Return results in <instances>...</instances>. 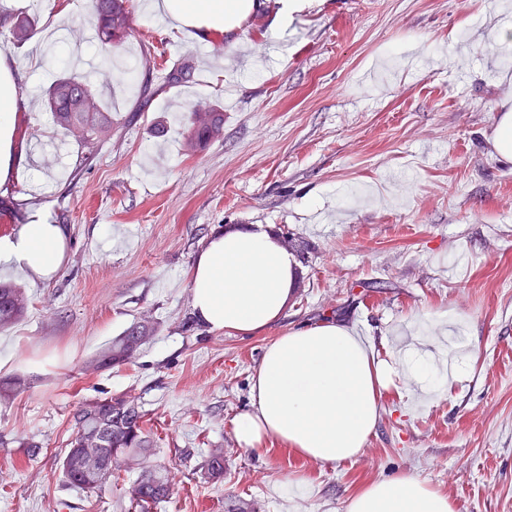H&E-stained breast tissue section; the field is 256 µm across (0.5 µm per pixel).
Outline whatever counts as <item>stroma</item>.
Segmentation results:
<instances>
[{"label": "stroma", "mask_w": 512, "mask_h": 512, "mask_svg": "<svg viewBox=\"0 0 512 512\" xmlns=\"http://www.w3.org/2000/svg\"><path fill=\"white\" fill-rule=\"evenodd\" d=\"M134 0L133 33L104 53L92 0H0L39 17L21 44L0 29V53L24 69L0 189L23 211L0 210V237L52 221L67 237L51 279L0 271L27 310L0 331V512H136L138 469L105 488L63 483L60 459L83 403L135 398L173 493L152 512H346L369 482L410 471L456 512H512V163L493 137L512 98V61L495 32L512 0H302L273 38L277 0L236 36L164 29ZM85 49L39 44L56 5ZM206 53L195 56L198 44ZM159 66L195 56L192 83L140 107L141 49ZM108 71L112 136L80 163L43 94L63 71ZM224 114V135L190 151L186 113ZM262 225L295 257L284 317L256 336H227L191 317L190 272L217 233ZM336 319L368 336L377 359L433 352L434 381L396 377L366 453L323 465L271 444L238 448L231 418L248 410L250 376L288 329ZM136 322L151 338L125 363H88ZM39 442L26 458L19 441ZM224 476L204 482L210 449Z\"/></svg>", "instance_id": "35a3bbf8"}]
</instances>
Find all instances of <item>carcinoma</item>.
I'll use <instances>...</instances> for the list:
<instances>
[{
	"label": "carcinoma",
	"mask_w": 512,
	"mask_h": 512,
	"mask_svg": "<svg viewBox=\"0 0 512 512\" xmlns=\"http://www.w3.org/2000/svg\"><path fill=\"white\" fill-rule=\"evenodd\" d=\"M132 0H93L97 38L104 48H115L132 33ZM37 16L26 11L3 13L0 26L9 28L13 40L22 43L37 29ZM192 67L180 62L167 69L164 86L187 82ZM46 106L53 125L65 132H75L88 151L112 134V109L102 102L99 88L85 77L64 72L45 93ZM188 137L195 147L207 143L224 131V113L189 111ZM26 310L23 289L0 283V330L19 321ZM152 328L135 323L92 360L98 368L126 361L132 348L145 344ZM153 448L152 437L145 428V414L132 400L123 396L87 403L74 414V432L61 458L63 481L92 492L103 490L112 476V464L118 459L140 462ZM201 478L219 480L224 476V449L213 448L201 466ZM169 479L157 470L143 469L129 486L128 494L139 512H150L168 498Z\"/></svg>",
	"instance_id": "cac0c4a2"
}]
</instances>
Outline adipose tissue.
Returning <instances> with one entry per match:
<instances>
[{
    "mask_svg": "<svg viewBox=\"0 0 512 512\" xmlns=\"http://www.w3.org/2000/svg\"><path fill=\"white\" fill-rule=\"evenodd\" d=\"M255 0H153V15L181 30L231 32ZM16 60L0 57V159H6L17 97ZM65 235L58 224H27L0 238V269L46 279L61 267ZM295 259L262 227L216 235L191 269V307L197 319L229 336H255L283 317ZM431 353L404 363L376 360L347 325L324 321L296 327L265 349L251 376L249 410L232 420L239 447L276 442L324 464L362 456L381 417V395L394 377L430 382ZM346 512H454L448 496L404 471L364 486Z\"/></svg>",
    "mask_w": 512,
    "mask_h": 512,
    "instance_id": "ef3b65f1",
    "label": "adipose tissue"
}]
</instances>
